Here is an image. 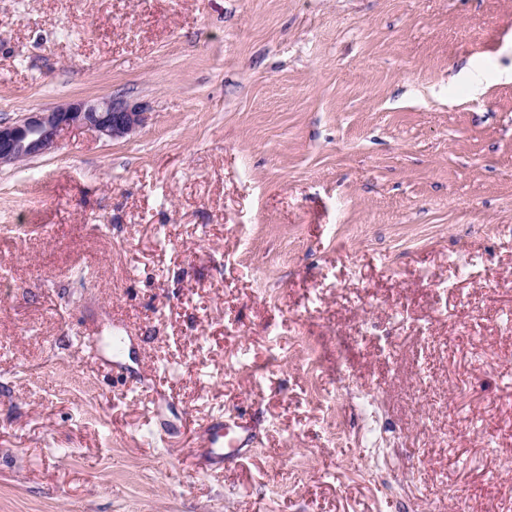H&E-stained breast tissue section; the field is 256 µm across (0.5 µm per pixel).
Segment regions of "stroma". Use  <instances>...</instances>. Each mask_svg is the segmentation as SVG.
<instances>
[{
  "instance_id": "35a3bbf8",
  "label": "stroma",
  "mask_w": 512,
  "mask_h": 512,
  "mask_svg": "<svg viewBox=\"0 0 512 512\" xmlns=\"http://www.w3.org/2000/svg\"><path fill=\"white\" fill-rule=\"evenodd\" d=\"M110 96L0 167V512L512 506V0H0V120ZM144 121L145 112L140 107L116 96L63 104L47 112H28L15 121H0V166L46 153L69 128H87L114 140L134 134ZM208 434L205 441V448L208 457L216 462H223L224 456L235 455L239 448L231 447L224 452V421L219 419L207 422Z\"/></svg>"
}]
</instances>
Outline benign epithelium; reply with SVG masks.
<instances>
[{
    "mask_svg": "<svg viewBox=\"0 0 512 512\" xmlns=\"http://www.w3.org/2000/svg\"><path fill=\"white\" fill-rule=\"evenodd\" d=\"M144 121L140 107L116 96L63 104L47 112H28L15 121H0V165L46 153L69 128H87L114 140L134 134Z\"/></svg>",
    "mask_w": 512,
    "mask_h": 512,
    "instance_id": "obj_1",
    "label": "benign epithelium"
}]
</instances>
